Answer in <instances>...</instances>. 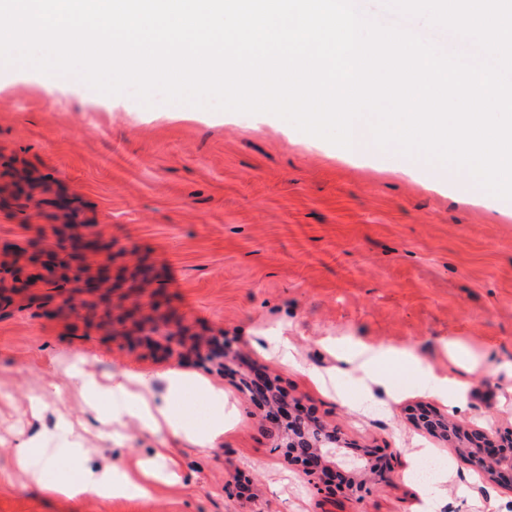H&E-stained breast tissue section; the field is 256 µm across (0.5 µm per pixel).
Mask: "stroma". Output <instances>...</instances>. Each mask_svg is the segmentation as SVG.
I'll list each match as a JSON object with an SVG mask.
<instances>
[{
    "label": "stroma",
    "instance_id": "35a3bbf8",
    "mask_svg": "<svg viewBox=\"0 0 512 512\" xmlns=\"http://www.w3.org/2000/svg\"><path fill=\"white\" fill-rule=\"evenodd\" d=\"M357 2L442 50L476 51L424 19H398L382 0ZM54 224H93L111 236L114 312L138 300L131 261L157 268L164 310L193 332L226 336L241 367L276 377L353 447L397 453L399 477L361 505L341 492L313 495L269 448L238 379L97 330L92 295H79V312L44 316L50 291L39 283L0 309V512H242L249 498L265 512H417L419 489L403 478L416 441L450 466L437 512L454 501L461 512H485L492 499L512 506L510 490L487 496L464 484L468 468L448 443L410 423L414 408L433 402L414 380L400 377L389 404L355 406L356 375L339 374L323 344L353 336L442 370L441 342L455 340L485 364L451 417L512 430V375L500 369L512 364L511 200L436 184L393 146L353 161L275 120L169 104L158 93L147 106L129 91L106 95L73 75L0 64V261L25 263L32 242L52 244ZM269 330L288 336L294 362L268 345ZM60 355L84 357L100 380L116 367L150 374L159 397L168 371L190 373L223 388L236 421L206 448L159 438L133 417L109 440L90 431L85 466L155 465L164 446L174 477L143 498L49 493L29 482L13 450L32 436L55 447L63 426L93 420ZM51 381L58 395L32 415L31 398ZM234 481L239 493H226Z\"/></svg>",
    "mask_w": 512,
    "mask_h": 512
}]
</instances>
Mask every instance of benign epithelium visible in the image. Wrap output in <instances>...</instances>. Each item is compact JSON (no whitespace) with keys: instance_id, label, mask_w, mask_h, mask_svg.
Segmentation results:
<instances>
[{"instance_id":"obj_1","label":"benign epithelium","mask_w":512,"mask_h":512,"mask_svg":"<svg viewBox=\"0 0 512 512\" xmlns=\"http://www.w3.org/2000/svg\"><path fill=\"white\" fill-rule=\"evenodd\" d=\"M104 230L91 227L78 237L56 240L54 247L45 249L34 246L28 265L10 270L0 267V275H9L10 290L14 293L26 291L42 272H49L46 279L49 289L57 294L67 291L71 282L80 284L83 292L104 296L107 285L112 281L110 269L95 274L78 266L67 267L57 273L55 262L57 252H69L78 256H93L112 253V245L105 243ZM138 280L149 286V296L160 301L163 298L161 279L151 266L137 269ZM131 323L133 341L155 349L169 357L191 358L195 362L216 370L222 375L235 374L234 355L230 341L224 336H213L206 345L190 341L187 327L173 314L154 313L142 315L135 308L112 317L103 326ZM243 391L247 401L261 413L266 438L270 447L296 465L307 484L320 493L339 484L358 503L364 502L376 491L377 485L389 478L390 468L372 459L364 451L358 455L362 464L344 472L332 461V450L344 447V441L336 428L329 426L314 412L308 410L298 399H288V394L277 384V380L265 377L259 380H244ZM413 420L429 433L446 441L458 453L465 465L473 469L479 465L482 472L498 484L512 487V434L507 436L496 432L462 426L448 419V416L422 410Z\"/></svg>"}]
</instances>
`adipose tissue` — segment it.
Listing matches in <instances>:
<instances>
[{
    "label": "adipose tissue",
    "mask_w": 512,
    "mask_h": 512,
    "mask_svg": "<svg viewBox=\"0 0 512 512\" xmlns=\"http://www.w3.org/2000/svg\"><path fill=\"white\" fill-rule=\"evenodd\" d=\"M340 360L345 370L360 373L364 399H374L379 393L390 395L395 377L403 372L415 377L429 396L448 406L459 408L464 404L465 382L452 375L437 374L408 351L383 344L355 345L342 348ZM66 376L80 388L97 422L105 429L123 425L127 417L133 416L154 434L184 435L205 447L233 422V414L224 403L223 389L192 381L180 371L167 373V394L159 401L151 397L153 378L145 373L119 371L112 375L110 383L104 384L74 365ZM191 388L201 396L207 409L205 425H197L193 419L192 404L186 397ZM14 453L36 486L70 498L86 494L106 499L143 497L150 493V482L164 479L158 472L135 473L115 466L83 469L73 478L69 475L70 462L64 461L59 453L32 447L26 441L19 442Z\"/></svg>",
    "instance_id": "obj_1"
}]
</instances>
